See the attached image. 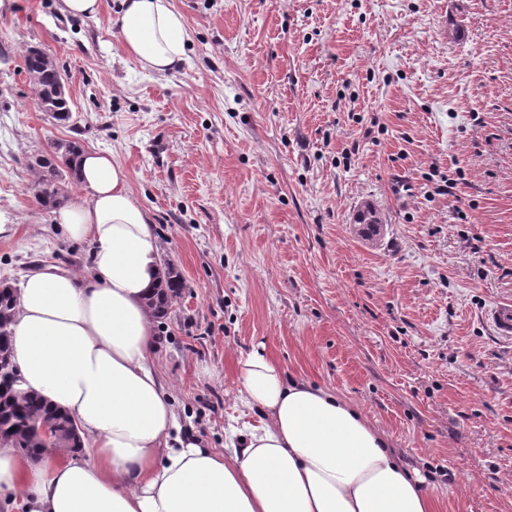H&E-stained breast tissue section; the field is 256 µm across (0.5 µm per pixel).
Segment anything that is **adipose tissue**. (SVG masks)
<instances>
[{"label": "adipose tissue", "instance_id": "ef3b65f1", "mask_svg": "<svg viewBox=\"0 0 512 512\" xmlns=\"http://www.w3.org/2000/svg\"><path fill=\"white\" fill-rule=\"evenodd\" d=\"M120 45L157 74L186 59L173 0H122ZM87 204L60 208L71 240L94 245L87 274L26 275L14 310L23 391L75 419L83 450L32 463L0 448V496L18 512H433V503L362 410L253 349L238 363L240 401L256 426L223 452L184 438L153 369L159 246L149 211L110 153L82 151Z\"/></svg>", "mask_w": 512, "mask_h": 512}]
</instances>
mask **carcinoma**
<instances>
[{"mask_svg": "<svg viewBox=\"0 0 512 512\" xmlns=\"http://www.w3.org/2000/svg\"><path fill=\"white\" fill-rule=\"evenodd\" d=\"M57 73L53 69L42 72L38 85L40 103L51 104L59 124L68 122L72 113L69 103L54 97ZM80 147L74 142L55 143L47 155L35 158L34 166L39 169L36 201L43 207L62 204L67 196L62 184L75 175L72 162ZM358 224L373 234L379 232L381 224L377 212L367 207L360 212ZM184 281L175 265L163 262L155 291L148 299V306L156 318L168 315L173 301L181 294ZM18 291L8 285L0 286V442L27 458H39L52 452L41 440L38 430L48 422L58 432L56 447L71 452L79 450L75 440L71 419L67 414L49 406L40 396L18 388V368L13 349V314L17 304Z\"/></svg>", "mask_w": 512, "mask_h": 512, "instance_id": "carcinoma-1", "label": "carcinoma"}]
</instances>
